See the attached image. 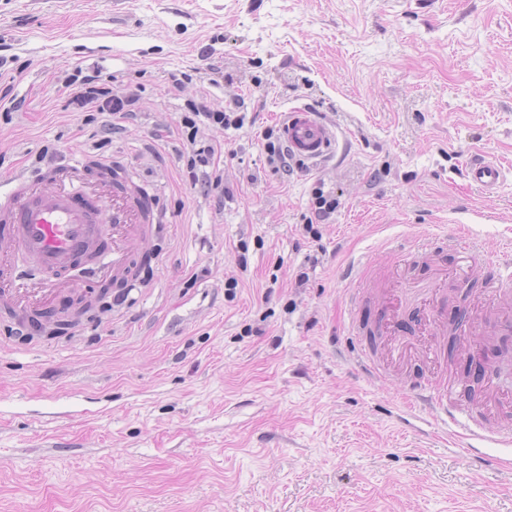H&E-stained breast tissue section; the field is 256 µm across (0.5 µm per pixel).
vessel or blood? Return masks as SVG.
Segmentation results:
<instances>
[{"label":"vessel or blood","mask_w":512,"mask_h":512,"mask_svg":"<svg viewBox=\"0 0 512 512\" xmlns=\"http://www.w3.org/2000/svg\"><path fill=\"white\" fill-rule=\"evenodd\" d=\"M280 133L291 154L311 163L323 159L336 138L322 114L306 107L283 112ZM466 170L470 184L487 194L506 174L496 159L483 154L472 156ZM162 221L152 194L131 172L116 181L93 178L84 160L75 159L49 165L33 177L15 176L8 190H0V307L18 320H30L59 292L63 272L102 241L110 259L99 273L123 288L140 287L131 271L154 225ZM21 254L46 270V277L19 276L15 261ZM466 393V384H452L443 374L431 386L412 390L415 400L451 411Z\"/></svg>","instance_id":"obj_1"}]
</instances>
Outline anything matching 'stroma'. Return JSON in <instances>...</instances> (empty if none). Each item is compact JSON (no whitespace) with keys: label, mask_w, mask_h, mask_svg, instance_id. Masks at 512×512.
Segmentation results:
<instances>
[{"label":"stroma","mask_w":512,"mask_h":512,"mask_svg":"<svg viewBox=\"0 0 512 512\" xmlns=\"http://www.w3.org/2000/svg\"><path fill=\"white\" fill-rule=\"evenodd\" d=\"M112 2L0 0L25 66L22 110L0 111V182L81 158L136 172L165 217L132 300L50 340L0 317V512H512V448L480 463L444 413L403 405L431 364L388 359L374 380L350 339L391 301L395 341L424 344L442 298L407 257L423 236L439 242L449 308L472 286L468 315L487 329L484 268L441 240L460 229L487 261L512 255V0ZM205 46L228 80L169 87ZM101 56L138 95V125L109 139L63 87ZM235 96L264 109L251 127L200 129L234 192L219 209L180 178L178 125L186 101ZM303 105L338 145L284 182L262 132ZM478 153L509 169L490 196L465 177ZM318 181L339 205L312 246ZM482 404L481 423L512 434V376L485 378Z\"/></svg>","instance_id":"stroma-1"}]
</instances>
